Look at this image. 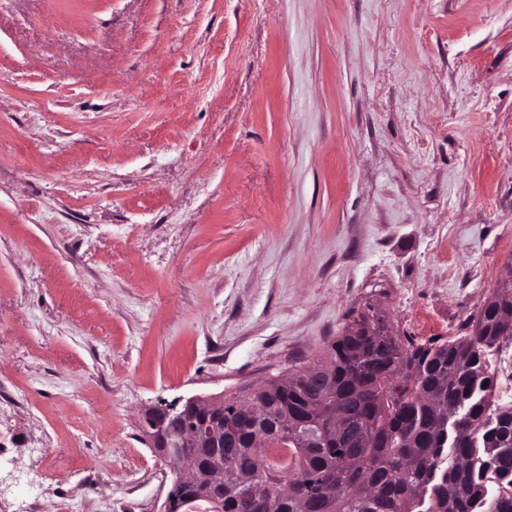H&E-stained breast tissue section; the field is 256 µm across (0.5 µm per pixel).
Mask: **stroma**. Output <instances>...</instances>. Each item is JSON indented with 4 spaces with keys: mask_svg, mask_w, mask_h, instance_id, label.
<instances>
[{
    "mask_svg": "<svg viewBox=\"0 0 512 512\" xmlns=\"http://www.w3.org/2000/svg\"><path fill=\"white\" fill-rule=\"evenodd\" d=\"M512 265V0H0V512H161L144 408Z\"/></svg>",
    "mask_w": 512,
    "mask_h": 512,
    "instance_id": "35a3bbf8",
    "label": "stroma"
}]
</instances>
